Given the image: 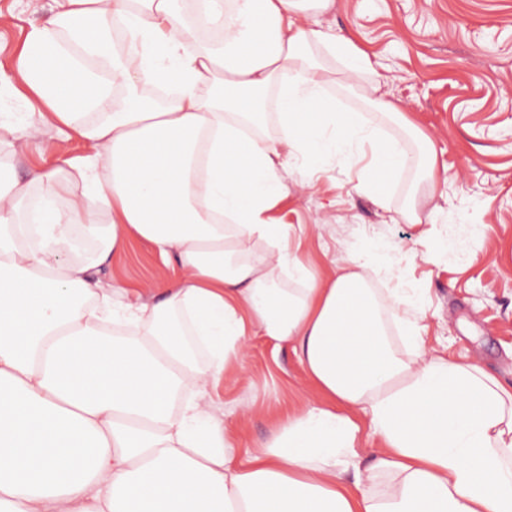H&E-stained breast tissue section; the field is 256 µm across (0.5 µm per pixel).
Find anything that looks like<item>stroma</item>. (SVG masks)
Returning a JSON list of instances; mask_svg holds the SVG:
<instances>
[{
	"label": "stroma",
	"instance_id": "obj_1",
	"mask_svg": "<svg viewBox=\"0 0 512 512\" xmlns=\"http://www.w3.org/2000/svg\"><path fill=\"white\" fill-rule=\"evenodd\" d=\"M53 7V0H0V74L10 75L32 27ZM319 21L370 54L379 97L432 142L437 184L420 223H411L400 212L414 173L379 179L373 194L358 187L362 161L320 164L309 183L291 154L272 221L289 225L290 249L315 281L361 268L371 288L415 293L426 348L478 364L511 387L512 0H334ZM330 92L341 109L409 142L399 122L356 93L338 85ZM12 152L24 179L89 149L50 130L33 143L18 132L0 136V154ZM102 274L139 288L175 280L179 269L134 238ZM317 399L291 345L259 336L212 393L242 449L263 441L284 412Z\"/></svg>",
	"mask_w": 512,
	"mask_h": 512
}]
</instances>
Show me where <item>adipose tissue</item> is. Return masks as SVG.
<instances>
[{
  "label": "adipose tissue",
  "instance_id": "1",
  "mask_svg": "<svg viewBox=\"0 0 512 512\" xmlns=\"http://www.w3.org/2000/svg\"><path fill=\"white\" fill-rule=\"evenodd\" d=\"M175 2L54 0L12 71L33 93L27 141L50 128L89 153L25 182L0 163V512H512V390L428 352L404 291L375 295L359 271L278 283L307 275L268 217L283 155L371 150L366 192L426 157L337 110L335 84L373 99L369 56L319 28L331 0H199L215 45ZM133 238L181 269L159 299L100 275ZM254 334L292 344L319 400L242 454L209 392ZM361 415L376 446L348 485Z\"/></svg>",
  "mask_w": 512,
  "mask_h": 512
}]
</instances>
